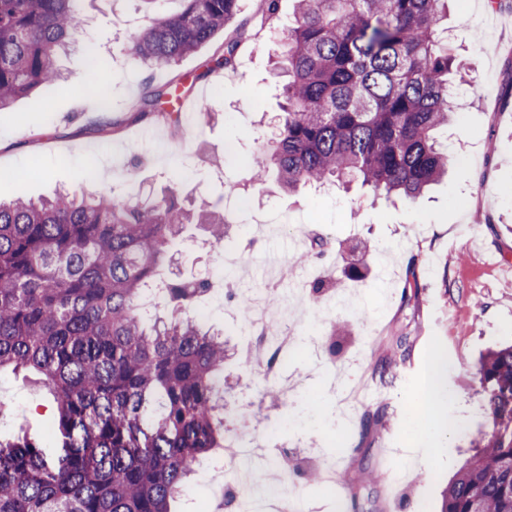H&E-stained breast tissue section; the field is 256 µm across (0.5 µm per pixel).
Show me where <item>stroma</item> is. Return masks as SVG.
Returning <instances> with one entry per match:
<instances>
[{
    "instance_id": "35a3bbf8",
    "label": "stroma",
    "mask_w": 512,
    "mask_h": 512,
    "mask_svg": "<svg viewBox=\"0 0 512 512\" xmlns=\"http://www.w3.org/2000/svg\"><path fill=\"white\" fill-rule=\"evenodd\" d=\"M81 14L79 38L92 40L105 63L108 110L100 112L84 93L82 49L60 56L61 83L0 110V200L81 187L150 200L172 185L182 200L230 208L236 224L218 245L192 227L177 246L169 277L204 275L222 261L238 260L236 291L263 289L278 318L287 312L310 318L319 311L311 296L288 298L313 280L333 283L336 294L352 293L360 313L351 317L336 356H328L326 336L305 337L298 357L269 380L240 343L236 307L222 299L206 302L203 324L223 331L230 348L224 434L231 441L244 438L262 457L272 447L296 445L304 461L321 448L328 467L347 484L320 493L298 481L308 512H339L341 498L354 493L370 497L374 512H440L447 482L488 424L477 392L479 359L512 342V286L502 279L503 264L512 262V12L487 8L485 0H452L448 46L467 70L453 80L458 116L436 133L448 149V174L414 202L377 199L356 184L290 193L272 176L252 181L248 160L270 139V121L283 103L274 61L294 20L293 0H281L270 24L262 20L259 0H241L231 24L243 34L232 73L214 67L216 39L172 70L134 59L127 44L131 22H146L141 0H83ZM175 77L179 94L195 103L207 100L214 118L175 126L151 118L130 122L134 105ZM313 227L343 257L306 260ZM402 333L411 337L413 352L400 370L397 396L368 403L386 407L389 423L364 439L354 419L338 436L339 383L371 378L391 337ZM437 357L446 377L443 420L416 440L398 405L412 399ZM0 400L10 405L0 436L25 433L44 441L55 412L33 373L0 370ZM288 416L297 418L295 428L284 425ZM225 456L220 448L195 466L172 512H198L203 505L214 512L212 477ZM404 456L412 466L402 483L365 490L363 469L384 471Z\"/></svg>"
}]
</instances>
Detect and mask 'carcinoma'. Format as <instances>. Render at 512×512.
Segmentation results:
<instances>
[{
	"instance_id": "carcinoma-1",
	"label": "carcinoma",
	"mask_w": 512,
	"mask_h": 512,
	"mask_svg": "<svg viewBox=\"0 0 512 512\" xmlns=\"http://www.w3.org/2000/svg\"><path fill=\"white\" fill-rule=\"evenodd\" d=\"M130 34L150 68H173L237 15L240 0H179ZM281 64L274 148L253 155L295 191L358 182L416 200L448 170L435 132L454 115L448 88L460 68L440 22L447 0H296ZM80 0H0V108L60 80L57 58L77 42ZM238 40L216 58L234 68ZM86 86L103 61L87 43ZM215 242L229 213L185 208L169 190L150 204L105 191L63 190L0 202V370H33L57 406L55 451L23 434L0 440V512H171L194 463L222 447L219 387L224 336L189 316L210 279H171L162 305L185 318L142 313L146 286L187 226ZM394 336L372 375L386 381L411 358ZM491 419L448 483L440 512H512V345L479 363ZM361 415L362 433L383 424Z\"/></svg>"
}]
</instances>
